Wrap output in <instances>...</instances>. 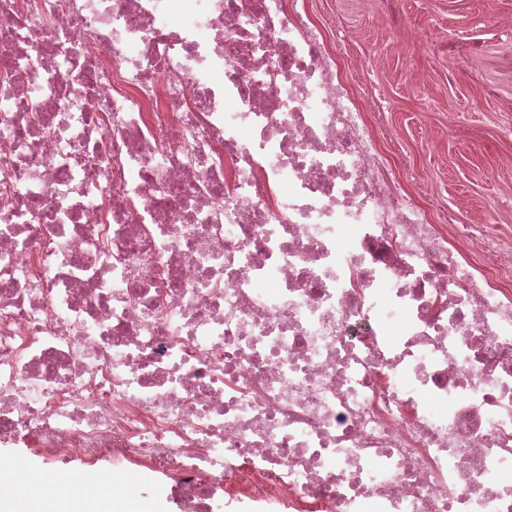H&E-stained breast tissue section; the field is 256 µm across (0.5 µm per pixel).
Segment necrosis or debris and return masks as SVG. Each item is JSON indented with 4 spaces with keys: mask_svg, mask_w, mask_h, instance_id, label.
Listing matches in <instances>:
<instances>
[{
    "mask_svg": "<svg viewBox=\"0 0 512 512\" xmlns=\"http://www.w3.org/2000/svg\"><path fill=\"white\" fill-rule=\"evenodd\" d=\"M295 0H0V443L185 512H512V234L384 178ZM54 469L58 473H64L65 471L69 470L97 471L100 474V479L103 478V474H112L111 489L100 486L95 480L89 481L94 483L96 487L106 492L109 496L113 494L114 488L119 485V482H113V478H124L122 483L126 485V488L129 491L135 490L139 496V512H182V505L172 502L169 498H167V494L164 491L161 489L154 491V488L158 484L167 480V478L163 475L154 473L138 474L129 466L110 462H101L96 466L87 467L78 462H70L65 460L63 462H59ZM223 504L224 507H222ZM213 509V512H289L286 507L279 504L228 502L224 500V493L222 491H217L214 495Z\"/></svg>",
    "mask_w": 512,
    "mask_h": 512,
    "instance_id": "necrosis-or-debris-1",
    "label": "necrosis or debris"
}]
</instances>
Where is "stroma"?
<instances>
[{"mask_svg": "<svg viewBox=\"0 0 512 512\" xmlns=\"http://www.w3.org/2000/svg\"><path fill=\"white\" fill-rule=\"evenodd\" d=\"M307 9L333 20L349 34L347 53L356 84L382 103L384 124L400 133L408 164L399 181L415 177L413 195L436 197L464 224H510L501 189L512 182V36L496 34L498 18L512 17V0H398L401 24L381 17L382 0H305ZM468 39L482 52L467 76L448 78L449 46ZM99 474L137 491L140 512H181L160 490L164 477L129 466L97 464Z\"/></svg>", "mask_w": 512, "mask_h": 512, "instance_id": "obj_1", "label": "stroma"}]
</instances>
